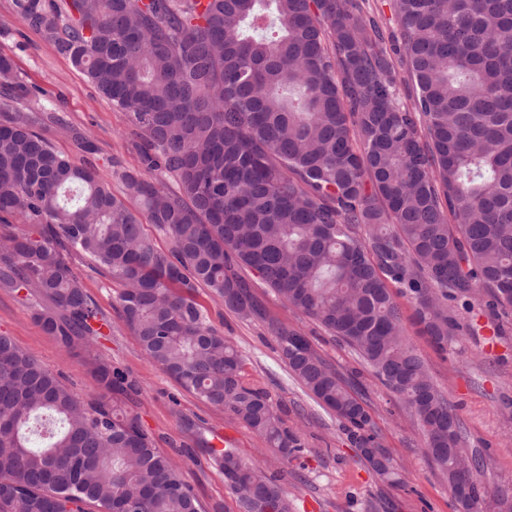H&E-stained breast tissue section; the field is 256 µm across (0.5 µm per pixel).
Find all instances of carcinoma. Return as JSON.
I'll use <instances>...</instances> for the list:
<instances>
[{
    "label": "carcinoma",
    "mask_w": 512,
    "mask_h": 512,
    "mask_svg": "<svg viewBox=\"0 0 512 512\" xmlns=\"http://www.w3.org/2000/svg\"><path fill=\"white\" fill-rule=\"evenodd\" d=\"M367 0H14L140 133L143 172L112 161L121 195L53 149L52 125L93 144L47 108L0 107V288L23 292L66 348L101 335L94 299L68 257L119 286L121 317L150 361L232 414L286 459L303 436L245 381L243 356L210 323L198 289L261 321L288 374L359 449L400 483L356 378H343L294 327L271 318L245 277L348 346L400 400L465 512L485 501L483 454L405 335L395 296L439 352L512 308V0H392L396 29ZM408 80L415 95L402 102ZM0 85L23 97L9 60ZM177 183L170 190L158 175ZM145 220H140L139 215ZM170 240L162 251L154 234ZM86 409L42 364L0 335V512H202L193 489L111 396L138 393L105 361ZM213 456L238 512H291L286 475Z\"/></svg>",
    "instance_id": "cac0c4a2"
}]
</instances>
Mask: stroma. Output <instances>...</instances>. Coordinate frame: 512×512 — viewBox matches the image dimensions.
Masks as SVG:
<instances>
[{
  "mask_svg": "<svg viewBox=\"0 0 512 512\" xmlns=\"http://www.w3.org/2000/svg\"><path fill=\"white\" fill-rule=\"evenodd\" d=\"M0 57L12 62L16 80L28 90L25 97L10 100V107L51 106L82 130L96 148L92 154L83 152L70 137L52 130L48 137L58 153L76 163L92 165L104 182L112 179V160L139 169L133 147L138 129L130 113L113 107L67 55L42 33L27 28L16 16L13 0H0ZM70 266L111 324L107 335L94 339L89 350L66 349L37 323L33 304L7 288H0V335L10 337L86 404L93 403L98 395L93 374L97 360L112 363L136 379L140 394L120 399L118 409L139 417L193 488L205 512L237 509L222 471L196 448L186 432L184 423L188 420L203 427L207 435H222L245 462L270 472L287 470L285 489L293 512H462L447 480L425 456L421 431L396 397L359 366L345 345L275 295L265 297L270 316L309 336L337 371L357 374L366 390L380 442L401 474L400 484L383 483L367 465L356 462L355 450L335 416L320 408L289 377L267 324L240 318L207 291L199 293L198 300L211 325L242 353L246 380L269 394L285 427L303 435L306 448L292 461L275 455L243 422L203 403L150 362L116 307L117 284L84 259L72 258ZM398 303L408 320L407 334L464 426L469 447L484 454L483 482L493 490L511 488L512 320L507 323L506 335L496 341L464 334L442 353L411 325L413 309L406 298H399Z\"/></svg>",
  "mask_w": 512,
  "mask_h": 512,
  "instance_id": "stroma-1",
  "label": "stroma"
}]
</instances>
